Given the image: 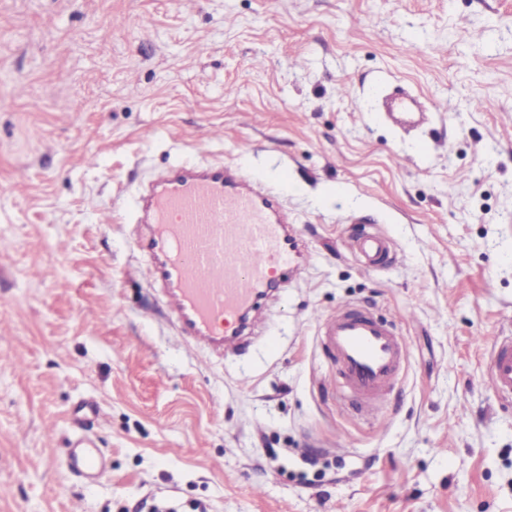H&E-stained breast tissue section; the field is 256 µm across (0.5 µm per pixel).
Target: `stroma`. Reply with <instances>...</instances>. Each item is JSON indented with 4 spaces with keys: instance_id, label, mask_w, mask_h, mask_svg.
<instances>
[{
    "instance_id": "1",
    "label": "stroma",
    "mask_w": 512,
    "mask_h": 512,
    "mask_svg": "<svg viewBox=\"0 0 512 512\" xmlns=\"http://www.w3.org/2000/svg\"><path fill=\"white\" fill-rule=\"evenodd\" d=\"M399 84L426 124L385 118ZM187 161L285 184L311 251L220 360L128 272L138 190ZM344 304L409 346L369 413L322 345ZM510 317L512 0H0V512H512ZM354 250L367 268L375 269L387 262L394 244L378 232L364 231L354 241ZM488 373L491 389L501 398L512 397V336L492 338ZM68 456L71 470L80 478H96L105 471L107 457L85 436H79L71 441Z\"/></svg>"
}]
</instances>
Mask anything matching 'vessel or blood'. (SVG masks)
Instances as JSON below:
<instances>
[{
  "label": "vessel or blood",
  "mask_w": 512,
  "mask_h": 512,
  "mask_svg": "<svg viewBox=\"0 0 512 512\" xmlns=\"http://www.w3.org/2000/svg\"><path fill=\"white\" fill-rule=\"evenodd\" d=\"M389 110L398 124L415 125L428 107L401 93ZM280 197L279 190L221 163L172 168L138 198L146 226L138 248L147 277L191 346L218 355L236 347L249 314L305 268L306 246ZM354 250L367 268L375 269L387 262L394 244L366 231L356 238ZM320 334L346 391L376 408L407 359L403 336L370 312L352 307L328 315ZM488 373L492 390L512 397V336L492 338ZM68 456L81 478L105 471V454L87 437L71 441Z\"/></svg>",
  "instance_id": "obj_1"
}]
</instances>
